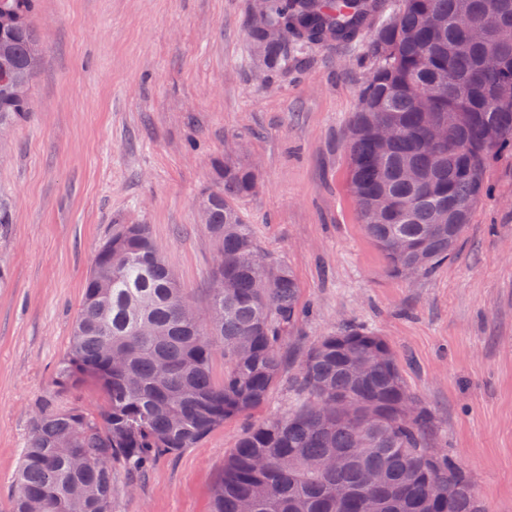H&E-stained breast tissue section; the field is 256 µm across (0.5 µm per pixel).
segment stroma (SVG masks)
<instances>
[{
	"mask_svg": "<svg viewBox=\"0 0 512 512\" xmlns=\"http://www.w3.org/2000/svg\"><path fill=\"white\" fill-rule=\"evenodd\" d=\"M250 24V0H38L35 107L0 131V512L35 401L103 404L93 385L56 388L54 373L113 225H149L207 315L214 246L195 199L230 144L260 182L239 204L244 218L265 258L292 269L310 314L267 403L159 458L136 492L115 466L113 512H210L225 454L293 406L304 351L348 324L387 340L434 414L432 443L490 512H512V152L487 166L455 254L430 274L393 276L348 189L364 43L315 45L270 73L250 52Z\"/></svg>",
	"mask_w": 512,
	"mask_h": 512,
	"instance_id": "35a3bbf8",
	"label": "stroma"
}]
</instances>
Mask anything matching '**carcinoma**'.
I'll use <instances>...</instances> for the list:
<instances>
[{"label": "carcinoma", "instance_id": "carcinoma-1", "mask_svg": "<svg viewBox=\"0 0 512 512\" xmlns=\"http://www.w3.org/2000/svg\"><path fill=\"white\" fill-rule=\"evenodd\" d=\"M37 0H0V129L26 116L16 88L31 90L42 46L30 18ZM367 42L373 59L359 91L347 150L360 224L388 272L428 274L448 260L471 210L438 224L487 190L490 157L512 151V0H269L251 29L271 71L326 41ZM275 28L280 36L266 38ZM400 136L379 153L378 125ZM495 137L493 148L486 138ZM259 189L255 171L224 156L197 200L215 248L208 318L198 316L146 224H118L85 282L63 390L98 385L95 413L50 397L33 408L10 512H112V462L131 476L195 447L224 421L261 406L279 380L282 350L302 317L287 264L250 265L259 248L238 202ZM224 354V378L212 372ZM375 359L354 379L349 361ZM298 408L253 425L224 458L211 512H488L471 476L442 449L428 453L431 410L401 403L407 388L380 334L350 326L322 336L300 364ZM356 399L360 423H336V399Z\"/></svg>", "mask_w": 512, "mask_h": 512}]
</instances>
